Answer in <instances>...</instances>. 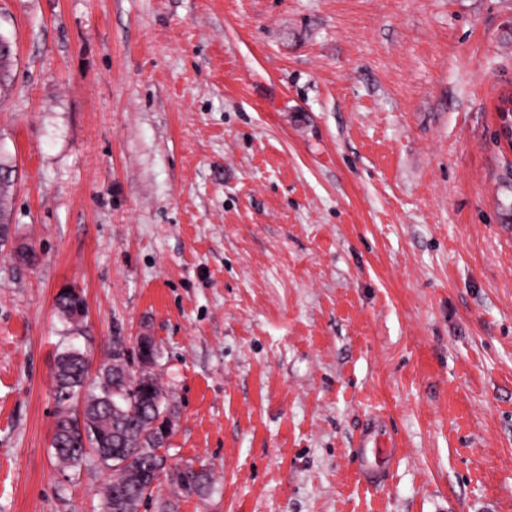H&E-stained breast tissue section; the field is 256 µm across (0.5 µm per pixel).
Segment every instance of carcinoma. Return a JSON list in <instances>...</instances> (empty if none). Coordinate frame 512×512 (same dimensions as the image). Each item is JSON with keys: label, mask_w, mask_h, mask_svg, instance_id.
<instances>
[{"label": "carcinoma", "mask_w": 512, "mask_h": 512, "mask_svg": "<svg viewBox=\"0 0 512 512\" xmlns=\"http://www.w3.org/2000/svg\"><path fill=\"white\" fill-rule=\"evenodd\" d=\"M79 305H84L80 296L61 293L56 298V309L70 324L78 321ZM109 357L111 365L101 367L89 383L86 354L80 348L71 344L59 354L53 375L56 397L61 405L73 398L83 400L84 429L78 428V419L61 412L52 447L67 467L94 461L110 472L102 491L103 512H137L141 500L151 495L140 474L158 462L154 421L160 415L173 418L174 408L156 375L129 373L118 343H113ZM171 480L187 497L202 496L210 487L207 470L191 466Z\"/></svg>", "instance_id": "carcinoma-1"}]
</instances>
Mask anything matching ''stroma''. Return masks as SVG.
Here are the masks:
<instances>
[{
  "label": "stroma",
  "mask_w": 512,
  "mask_h": 512,
  "mask_svg": "<svg viewBox=\"0 0 512 512\" xmlns=\"http://www.w3.org/2000/svg\"><path fill=\"white\" fill-rule=\"evenodd\" d=\"M0 35V512H101L56 357L143 333L211 489L138 512H512V0H0ZM368 448L373 452V460L367 456ZM357 450L363 460L361 475L364 481L370 484H380L385 481L390 450L386 448L383 436L374 427L366 425L360 433Z\"/></svg>",
  "instance_id": "obj_1"
}]
</instances>
